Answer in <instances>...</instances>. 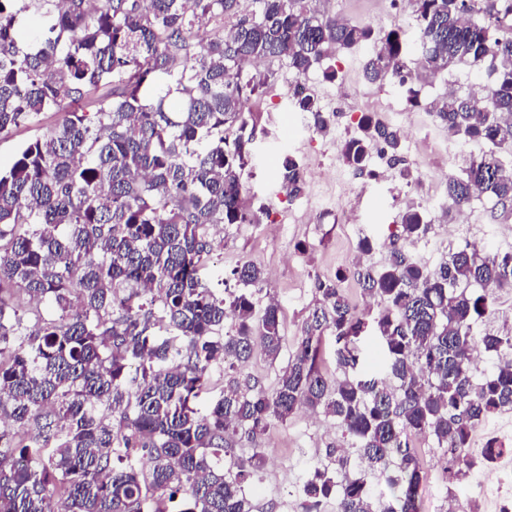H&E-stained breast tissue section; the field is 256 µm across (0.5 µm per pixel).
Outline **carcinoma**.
<instances>
[{
    "label": "carcinoma",
    "instance_id": "obj_1",
    "mask_svg": "<svg viewBox=\"0 0 512 512\" xmlns=\"http://www.w3.org/2000/svg\"><path fill=\"white\" fill-rule=\"evenodd\" d=\"M0 0V135L45 112L64 119L0 169V512H251L243 487L259 478L237 454L241 431L261 438L304 408L336 419L353 439L326 451L302 485L303 512H378L371 477L392 467L384 512H421L426 473L412 437L430 436L446 456L447 481L476 461L471 433L512 408V334H481L494 298L512 291V252L464 246L430 268L407 249L431 220L402 215L378 271H356L377 299L372 320L332 278H316L317 303L303 321L277 386L246 371L255 352L274 360L285 341L282 310L256 313L249 288L266 281L253 261L234 267L237 288H210L200 271L223 246L214 226L255 224L241 176L254 129L244 112L266 91L260 60H285L298 76L339 49L374 37L369 24L319 11L316 0ZM416 31L378 38L372 82L394 80L418 103L419 67L435 74L487 71L483 98L456 94L433 112L448 141L481 144L448 174L442 217L484 197L512 206V0H415ZM229 33H196L226 17ZM322 132L310 96L296 100ZM345 142L343 161L367 167L381 146L399 164L401 135L372 115ZM288 196L304 172L284 158ZM231 333L224 334V323ZM384 346L385 381L363 373L368 323ZM334 337L336 371L323 367ZM502 362L481 380L474 357ZM225 384L197 407L214 370ZM336 466V477L328 466Z\"/></svg>",
    "mask_w": 512,
    "mask_h": 512
}]
</instances>
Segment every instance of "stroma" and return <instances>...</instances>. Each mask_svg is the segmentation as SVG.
Returning <instances> with one entry per match:
<instances>
[{"instance_id": "obj_1", "label": "stroma", "mask_w": 512, "mask_h": 512, "mask_svg": "<svg viewBox=\"0 0 512 512\" xmlns=\"http://www.w3.org/2000/svg\"><path fill=\"white\" fill-rule=\"evenodd\" d=\"M328 13H340L351 21L363 22L387 30L396 26L410 30L412 17L400 12L392 0H321ZM368 43L353 50L337 51L334 62L336 81L323 77L322 67L312 68L307 78L311 95L332 120L326 132L318 134L315 144H308V133L296 121L297 112L291 100L279 99L276 88L294 73L286 62L266 61L262 70L272 72L275 90L260 95L267 104L266 115H251L255 129L253 160L242 175L245 195L252 207L265 208L267 217L257 224H228L224 227V245L215 249L201 273L204 284L216 287L219 276L240 262L251 260L263 269H275L276 277L267 281L263 290L254 294L257 308L267 304V294L277 291L283 310V330L287 337L297 336L300 326L315 302L313 283L316 277H332L357 268L380 269L388 259L389 236L397 232L409 204L427 206L437 215L438 204L429 202L427 192L433 170L447 164L459 171L461 157L443 159L438 149L447 145L445 132L433 124L425 106L443 95L448 85L467 92L470 85L483 84L487 76L464 67H455L427 77L419 83V106H411L402 90L393 82L378 85L367 81L363 63L375 50ZM390 98L407 124L428 123L432 126L429 140L403 141L401 165H389L379 152H372L368 168L358 173L341 157L343 143L358 135L359 128L352 111H364L368 101ZM292 155L303 168L307 179L316 180L314 196L329 205L321 223L306 224L301 212L310 204L307 195L291 199L279 194V171L285 155ZM469 224L460 227L455 237L441 233L440 224H431L428 232L414 245L417 258L428 266H436L462 246L466 238L482 236L492 249L512 248V210L491 201H478L472 207ZM359 224L373 249L361 253L359 241L349 238L345 227ZM341 431L333 418L322 412L299 411L288 423L275 424L265 437V456L260 464L262 479L246 485L244 494L253 512H297L301 502V486L308 472L324 459L326 449L335 447ZM425 467L422 502H436L440 494L454 490L460 498L473 495L476 482L488 478L487 469L475 468L456 486H448L443 471L441 451L432 439L413 441Z\"/></svg>"}]
</instances>
